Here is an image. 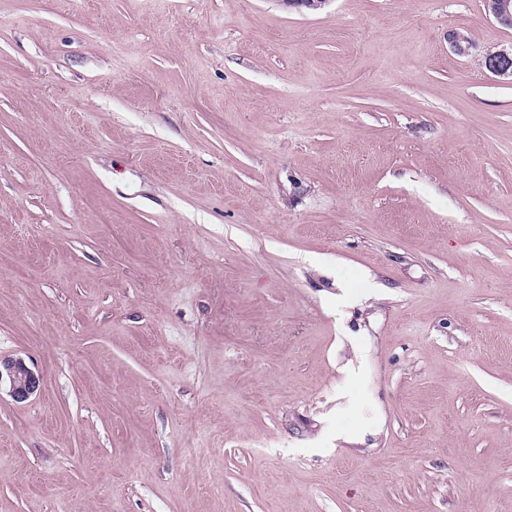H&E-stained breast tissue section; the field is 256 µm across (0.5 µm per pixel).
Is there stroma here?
Masks as SVG:
<instances>
[{"label": "stroma", "instance_id": "obj_1", "mask_svg": "<svg viewBox=\"0 0 512 512\" xmlns=\"http://www.w3.org/2000/svg\"><path fill=\"white\" fill-rule=\"evenodd\" d=\"M509 44L482 0H0L43 377L0 512H512ZM486 70L502 80L512 81V44L510 47L488 52L484 56Z\"/></svg>", "mask_w": 512, "mask_h": 512}]
</instances>
